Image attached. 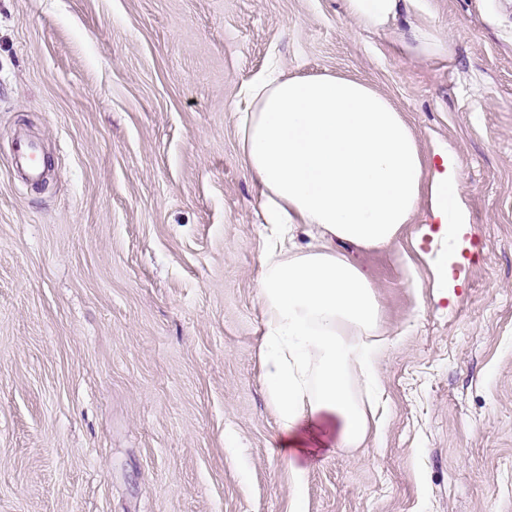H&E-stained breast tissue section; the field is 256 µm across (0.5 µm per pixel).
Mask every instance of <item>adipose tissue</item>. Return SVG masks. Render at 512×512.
Wrapping results in <instances>:
<instances>
[{
  "instance_id": "1",
  "label": "adipose tissue",
  "mask_w": 512,
  "mask_h": 512,
  "mask_svg": "<svg viewBox=\"0 0 512 512\" xmlns=\"http://www.w3.org/2000/svg\"><path fill=\"white\" fill-rule=\"evenodd\" d=\"M410 0H344L362 27L386 32ZM239 149L260 185L266 232L258 295L260 361L283 452L300 431L339 423L337 447L365 440L378 383L381 304L366 271L337 252L392 244L429 189L439 238L463 244L467 219L457 157L439 149L427 173L417 138L392 102L367 84L332 75L288 77L278 68L248 84ZM311 238L299 245L295 232Z\"/></svg>"
}]
</instances>
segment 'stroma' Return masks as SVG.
<instances>
[{
  "instance_id": "stroma-1",
  "label": "stroma",
  "mask_w": 512,
  "mask_h": 512,
  "mask_svg": "<svg viewBox=\"0 0 512 512\" xmlns=\"http://www.w3.org/2000/svg\"><path fill=\"white\" fill-rule=\"evenodd\" d=\"M451 37L416 57L398 33ZM277 61L386 96L455 152L468 247L337 244L381 303L379 425L287 460L259 368L240 91ZM24 135L52 160L15 173ZM453 265L457 287L437 272ZM512 512V0H0V512ZM412 0H344L345 12L362 27L389 31Z\"/></svg>"
}]
</instances>
